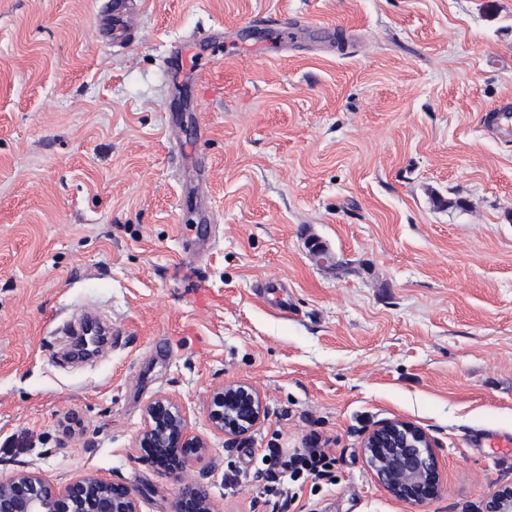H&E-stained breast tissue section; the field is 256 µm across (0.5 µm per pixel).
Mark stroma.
I'll use <instances>...</instances> for the list:
<instances>
[{
  "mask_svg": "<svg viewBox=\"0 0 512 512\" xmlns=\"http://www.w3.org/2000/svg\"><path fill=\"white\" fill-rule=\"evenodd\" d=\"M107 6L0 0V479L95 472L171 512L178 482L134 449L167 394L221 512H272L243 468L314 437L336 484L295 512H483L512 484L471 443L512 434V130L483 121L512 104V0H144L132 45L100 35ZM268 12L306 20L294 48L253 26ZM218 26L162 79L170 41ZM84 305L123 340L59 366ZM228 381L266 405L230 445L207 417ZM393 420L436 446L425 504L368 469Z\"/></svg>",
  "mask_w": 512,
  "mask_h": 512,
  "instance_id": "obj_1",
  "label": "stroma"
}]
</instances>
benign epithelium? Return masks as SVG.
<instances>
[{
    "instance_id": "1",
    "label": "benign epithelium",
    "mask_w": 512,
    "mask_h": 512,
    "mask_svg": "<svg viewBox=\"0 0 512 512\" xmlns=\"http://www.w3.org/2000/svg\"><path fill=\"white\" fill-rule=\"evenodd\" d=\"M94 328L96 324L85 323L74 346L75 355L89 357L97 352L103 333L90 341ZM264 414L261 393L247 382H225L210 393L212 429L231 440L249 436ZM144 417L137 450L152 461L175 460L163 470L180 483L172 512H219L208 491L210 469L204 465L209 442L191 430L178 401L159 395L146 405ZM362 451L374 477L398 499L421 505L438 494V454L423 429L401 420L385 422L367 434ZM485 508L486 512H512V486L495 491ZM0 512H140V500L126 483L96 474L57 486L36 471L20 470L0 480Z\"/></svg>"
}]
</instances>
